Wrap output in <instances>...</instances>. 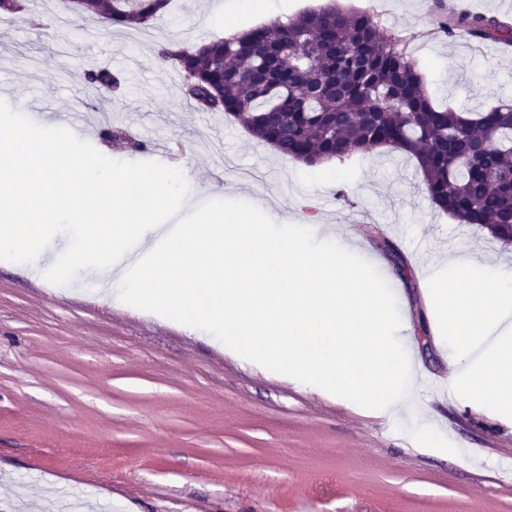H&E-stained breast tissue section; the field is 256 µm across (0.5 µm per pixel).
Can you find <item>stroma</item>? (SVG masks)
I'll use <instances>...</instances> for the list:
<instances>
[{"label": "stroma", "mask_w": 512, "mask_h": 512, "mask_svg": "<svg viewBox=\"0 0 512 512\" xmlns=\"http://www.w3.org/2000/svg\"><path fill=\"white\" fill-rule=\"evenodd\" d=\"M220 3L172 0L136 31L75 19L65 0H23L24 12H0V98L39 125L81 113L74 135L115 160L178 152L195 202L245 201L317 235L333 226L394 294L397 337L420 372L416 409L440 432L411 440L404 421L225 352L95 283L72 290L34 264L0 261V512H512V421L436 391L452 378L451 352L422 275L452 252L512 262V247L437 210L409 156L372 149L308 166L230 115L197 111L157 50L223 37ZM269 3L241 12L238 28L325 0ZM375 3L381 35L406 40L435 106L485 112L512 99V53L435 33L442 0H342ZM93 66L123 78L109 103L84 79Z\"/></svg>", "instance_id": "obj_1"}]
</instances>
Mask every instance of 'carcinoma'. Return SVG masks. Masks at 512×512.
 I'll return each mask as SVG.
<instances>
[{"mask_svg":"<svg viewBox=\"0 0 512 512\" xmlns=\"http://www.w3.org/2000/svg\"><path fill=\"white\" fill-rule=\"evenodd\" d=\"M171 0H70L75 17L145 28ZM446 37L512 44V25L453 12ZM162 61L183 73V93L205 112H225L280 155L313 166L377 146L416 158L432 203L459 223L512 239V103L470 117L438 109L401 40L383 39L374 16L337 0L273 26L193 46L171 42ZM103 97L121 86L86 71Z\"/></svg>","mask_w":512,"mask_h":512,"instance_id":"cac0c4a2","label":"carcinoma"}]
</instances>
